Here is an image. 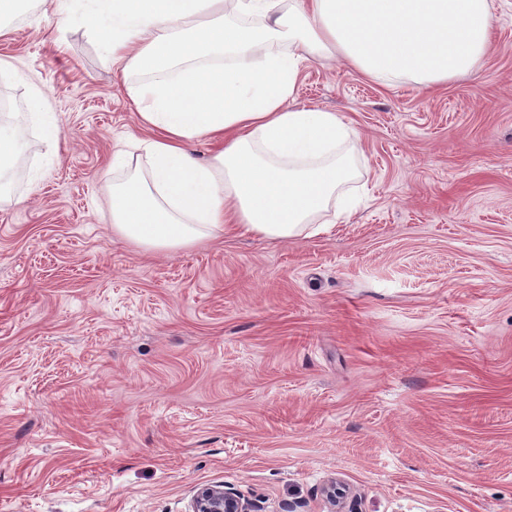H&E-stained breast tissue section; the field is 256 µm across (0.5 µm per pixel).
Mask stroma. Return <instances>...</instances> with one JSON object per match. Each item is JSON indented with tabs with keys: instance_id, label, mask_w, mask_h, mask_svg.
<instances>
[{
	"instance_id": "1",
	"label": "stroma",
	"mask_w": 512,
	"mask_h": 512,
	"mask_svg": "<svg viewBox=\"0 0 512 512\" xmlns=\"http://www.w3.org/2000/svg\"><path fill=\"white\" fill-rule=\"evenodd\" d=\"M492 50L426 89L305 61L297 108L362 153L330 233L221 234L151 254L108 188L147 173L98 37L43 6L0 37V99L32 87L0 199V512H187L217 484L256 512H512V0ZM128 164L113 170L112 153ZM37 168L49 176L32 182ZM23 124L32 127L40 135L47 155H54L57 149V117L52 112L46 94L33 87L26 102V112H20L16 120L0 121V197L11 194L9 177L10 162L15 157L19 145V130Z\"/></svg>"
}]
</instances>
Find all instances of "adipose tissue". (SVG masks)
Returning a JSON list of instances; mask_svg holds the SVG:
<instances>
[{
	"instance_id": "adipose-tissue-1",
	"label": "adipose tissue",
	"mask_w": 512,
	"mask_h": 512,
	"mask_svg": "<svg viewBox=\"0 0 512 512\" xmlns=\"http://www.w3.org/2000/svg\"><path fill=\"white\" fill-rule=\"evenodd\" d=\"M52 0L59 28L100 37L147 136L148 177L113 184L112 233L143 251L187 249L214 231L286 239L330 232L321 215L352 178L359 132L337 113L295 108L300 64L335 55L390 86L426 88L470 73L491 47L492 0ZM57 149V117L32 89L0 121V197L21 126ZM212 148L196 161L190 143Z\"/></svg>"
}]
</instances>
